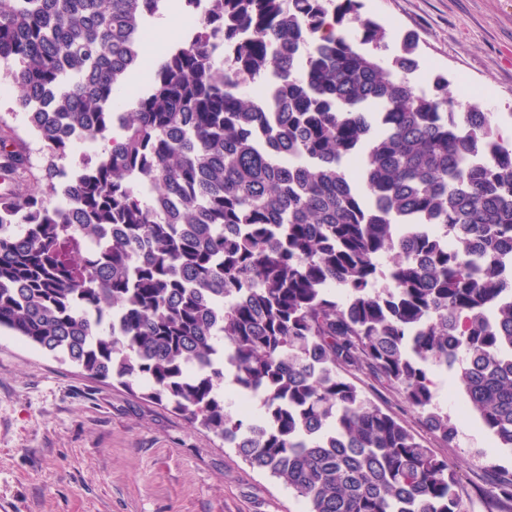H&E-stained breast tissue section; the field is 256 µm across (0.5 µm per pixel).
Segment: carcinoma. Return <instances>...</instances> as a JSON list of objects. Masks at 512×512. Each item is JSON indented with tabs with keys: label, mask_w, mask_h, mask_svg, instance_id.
I'll return each mask as SVG.
<instances>
[{
	"label": "carcinoma",
	"mask_w": 512,
	"mask_h": 512,
	"mask_svg": "<svg viewBox=\"0 0 512 512\" xmlns=\"http://www.w3.org/2000/svg\"><path fill=\"white\" fill-rule=\"evenodd\" d=\"M164 2L0 0V83L42 159L37 190L0 195V329L172 405L304 512H464L456 465L343 370L450 446L430 367H455L512 449V145L446 78L410 83L414 35L379 58L361 0H186L114 112ZM28 164L0 144L1 171ZM226 369L257 414L229 410ZM496 499L512 512V475ZM167 3H168V9L164 10L161 16L165 15L166 13H168L169 9H171V8H169L170 5L172 3H174V2L171 1V0H168ZM176 10H177V5H175V4L172 5V9H171L172 15L176 12ZM177 13H179V14L175 15V24H174L175 25V33L172 36L163 35V34H160L158 32V30L156 28V21L161 16L156 17L155 19L152 20V32H153V36H152V39H151L152 43H154L156 45H163V44L167 45V44L173 43V42H175V41H177L179 39V37L181 36L182 31L185 29L186 19L182 15L183 14L182 11H180V12L178 11Z\"/></svg>",
	"instance_id": "1"
}]
</instances>
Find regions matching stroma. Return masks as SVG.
Wrapping results in <instances>:
<instances>
[{
	"instance_id": "obj_1",
	"label": "stroma",
	"mask_w": 512,
	"mask_h": 512,
	"mask_svg": "<svg viewBox=\"0 0 512 512\" xmlns=\"http://www.w3.org/2000/svg\"><path fill=\"white\" fill-rule=\"evenodd\" d=\"M362 12L399 52L418 37L419 68L409 80L429 87L448 80L455 109L479 107L495 127L512 122V0H362ZM15 92L0 90V139L30 151L20 176L0 178V193L23 194L41 180L38 144ZM347 378L381 408L401 417L426 446L459 466L457 491L466 512H499L495 486L512 471L457 383L438 393L455 416L458 437L445 445L402 393L367 370ZM281 481L252 469L234 448L172 406L113 379L92 378L69 362L0 334V512H302Z\"/></svg>"
}]
</instances>
